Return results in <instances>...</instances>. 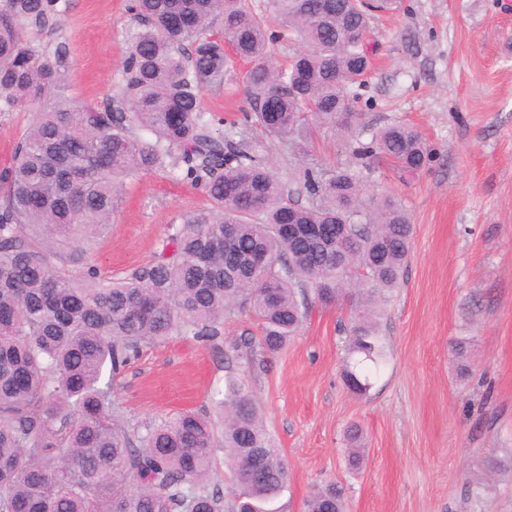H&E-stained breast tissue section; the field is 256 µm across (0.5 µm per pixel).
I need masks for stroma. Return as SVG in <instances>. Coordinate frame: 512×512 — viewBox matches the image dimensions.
<instances>
[{"label": "stroma", "instance_id": "obj_1", "mask_svg": "<svg viewBox=\"0 0 512 512\" xmlns=\"http://www.w3.org/2000/svg\"><path fill=\"white\" fill-rule=\"evenodd\" d=\"M129 0H70L58 31L27 30L37 49L66 42L68 94L99 102L123 79L136 22ZM373 67L357 104L363 139L395 122L417 127L433 161L405 177L374 158L370 194L397 197L414 233L408 266L378 320L385 363L363 395L341 376L347 305L312 307L288 348L250 373L263 423L282 450L283 512H304L318 485L343 487L347 512H512V0H401L369 23ZM246 105L241 66L203 91L204 112L237 120ZM36 112H0V168ZM259 155L297 201L305 168L347 164L345 139L314 128L306 155L264 140ZM169 170L125 181L105 234L69 266L120 279L151 264L169 225L207 207ZM474 340L470 374L457 375L451 338ZM226 361L193 340L144 349L119 380L125 420L209 409ZM363 431L366 457L347 464L346 431Z\"/></svg>", "mask_w": 512, "mask_h": 512}]
</instances>
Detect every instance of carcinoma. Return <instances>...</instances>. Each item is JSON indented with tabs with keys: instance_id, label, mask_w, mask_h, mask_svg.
I'll return each mask as SVG.
<instances>
[{
	"instance_id": "carcinoma-1",
	"label": "carcinoma",
	"mask_w": 512,
	"mask_h": 512,
	"mask_svg": "<svg viewBox=\"0 0 512 512\" xmlns=\"http://www.w3.org/2000/svg\"><path fill=\"white\" fill-rule=\"evenodd\" d=\"M395 4L266 0L262 14L251 0H134L117 94L78 103L66 44L39 52L26 37L58 26L69 0H3L0 112L40 110L0 171V512H281L287 465L245 377L229 373L213 395L218 424L181 410L131 425L115 383L144 349L174 338L222 353L224 317L239 309L261 326L242 344L252 369L288 346L311 306L347 302L343 381L369 391L384 360L377 319L413 225L395 197L368 194L364 171L378 154L412 174L432 159L417 128L393 123L363 141L348 112L364 87L369 18ZM175 14L188 24L171 26ZM287 37L304 49L279 65L272 46ZM233 56L249 65V109L216 136L200 97ZM312 122L343 133L355 165L306 168L301 206L258 158L255 135L302 151ZM167 166L211 205L171 225L153 263L108 281L51 262L102 233L128 178ZM285 222L303 234L286 242ZM471 347L470 336L450 342L462 376ZM348 440L357 468L358 427ZM219 450L237 486L230 498L212 476ZM304 512H346L343 489L316 488Z\"/></svg>"
}]
</instances>
